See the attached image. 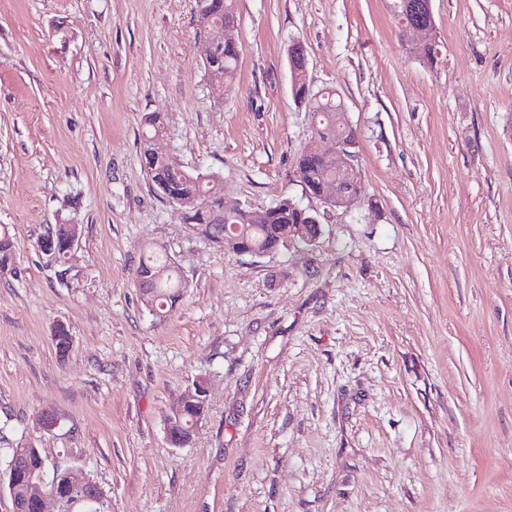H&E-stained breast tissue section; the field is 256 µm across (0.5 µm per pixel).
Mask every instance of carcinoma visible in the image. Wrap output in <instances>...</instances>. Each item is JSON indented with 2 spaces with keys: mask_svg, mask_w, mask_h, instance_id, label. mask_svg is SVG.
I'll list each match as a JSON object with an SVG mask.
<instances>
[{
  "mask_svg": "<svg viewBox=\"0 0 512 512\" xmlns=\"http://www.w3.org/2000/svg\"><path fill=\"white\" fill-rule=\"evenodd\" d=\"M207 15L212 22L222 24L237 17L236 0H205ZM238 42L231 38L224 42L215 54L213 64L224 74L223 81L212 87L217 96L230 91L239 59ZM294 97L304 103L311 118L312 130L326 133L336 132V112L342 107L341 100L333 89L318 92H306L297 89ZM147 129L142 135L140 153L145 161L148 180L161 194L171 196L196 197L201 206L190 217L191 225L197 233L209 240L222 239L231 230L240 238L245 249L255 248L273 253L287 247L282 231L289 224H302L310 234L314 226L310 225L313 213L299 209V205L290 199L259 211L260 219L253 217V210L240 204H228L224 191L214 175L195 174L183 168L172 166L166 161L155 160L148 153V142L164 129L163 118L153 114L146 120ZM298 178L309 185H319L322 181L336 178V160L300 153L295 160ZM18 243L9 229L0 228V274L17 275L16 266ZM153 273V277L139 281L144 303L158 318H164L181 301L184 288L177 267L160 250L150 251L142 259L135 275ZM194 392L199 397L183 404L179 414L168 425L176 446L185 445L190 433L202 419L207 408L204 382H194ZM0 456L5 460V468L0 471V486L10 487V482L24 483L33 474H43L48 480V488L65 502L66 512H111L110 496H100V503L90 509L71 508L75 500L70 492L68 476L62 470L53 468L40 449L27 445L22 448H0Z\"/></svg>",
  "mask_w": 512,
  "mask_h": 512,
  "instance_id": "carcinoma-1",
  "label": "carcinoma"
}]
</instances>
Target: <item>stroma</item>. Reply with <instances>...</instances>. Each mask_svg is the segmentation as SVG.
I'll return each instance as SVG.
<instances>
[{"mask_svg":"<svg viewBox=\"0 0 512 512\" xmlns=\"http://www.w3.org/2000/svg\"><path fill=\"white\" fill-rule=\"evenodd\" d=\"M397 5L236 0L219 99L197 0H0V225L21 270L0 277V448L84 468L112 512H512V0H431L432 64ZM296 40L356 132L347 207L296 177ZM153 113L184 169L255 210L293 198L317 241L252 256L197 234L147 181ZM71 222L48 264L39 240ZM152 248L186 285L163 319L135 280ZM198 379L206 415L172 446Z\"/></svg>","mask_w":512,"mask_h":512,"instance_id":"35a3bbf8","label":"stroma"}]
</instances>
